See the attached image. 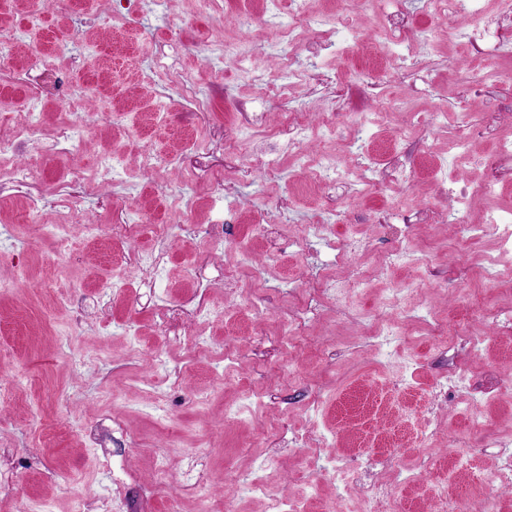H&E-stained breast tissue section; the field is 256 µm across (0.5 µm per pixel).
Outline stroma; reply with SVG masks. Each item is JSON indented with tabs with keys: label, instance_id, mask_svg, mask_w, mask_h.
<instances>
[{
	"label": "stroma",
	"instance_id": "obj_1",
	"mask_svg": "<svg viewBox=\"0 0 512 512\" xmlns=\"http://www.w3.org/2000/svg\"><path fill=\"white\" fill-rule=\"evenodd\" d=\"M291 13L290 0H217L208 12L200 0H137L132 12L119 0L0 5V25L16 36L14 63L0 65V122L29 112L37 126L0 155V383L10 388L0 399V512H165L171 496L195 512L203 489L215 504L229 497L237 512H265L258 479L310 512H356L379 483L404 491L405 512H423L437 482L452 479L462 492L512 464V330L479 317L512 305V250L489 236L456 244L430 181L436 168L494 181L492 206L512 207V154L496 152L512 140V82L473 91L463 69L478 47L465 24L452 41H414L416 28L440 26L423 0H390L368 21L315 0L311 19L334 20L336 45L299 53L287 72L277 30ZM378 28L408 37L415 61L383 57L371 42ZM276 85L287 95L273 96ZM399 98L417 112H472L481 133L471 153L453 149L450 128L411 127L406 113H389ZM197 99L208 111H196ZM251 112L264 113L265 126L248 155L236 141ZM289 112L309 123L301 159L278 133ZM327 112L344 122L345 140L325 138ZM65 124L76 127L68 144L57 138ZM403 127L406 137L392 141ZM115 148L128 164L86 191L84 178ZM371 150L380 196L313 176L325 154L343 166ZM145 152L178 161L147 173L136 161ZM263 153L278 156L276 175L258 162ZM18 165L40 174L12 183ZM403 168L417 169L414 189L387 182ZM216 170L217 204L202 191ZM71 199L100 225L98 238L45 233L44 224L68 220ZM27 204L43 224L17 221ZM319 213L355 225L359 248L338 233L306 234ZM266 217L275 238L254 232ZM116 224L139 232L113 235ZM159 224L165 235L153 233ZM397 246L425 264L379 271ZM145 252L157 263L135 262ZM353 267L372 271L368 285L338 295L319 288ZM230 268L243 282L234 294L224 288ZM255 280L262 315L224 320L255 294ZM408 282L417 292L377 309ZM299 301L306 325L290 340ZM237 407L246 415L230 416ZM430 411L460 441L417 447V423ZM159 455L170 474L163 487ZM345 462L344 482L336 469Z\"/></svg>",
	"mask_w": 512,
	"mask_h": 512
}]
</instances>
